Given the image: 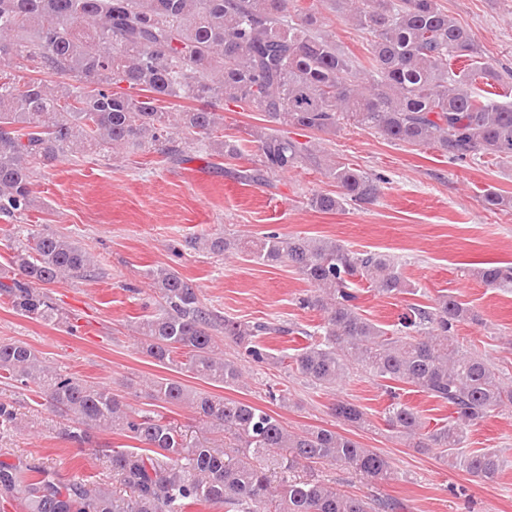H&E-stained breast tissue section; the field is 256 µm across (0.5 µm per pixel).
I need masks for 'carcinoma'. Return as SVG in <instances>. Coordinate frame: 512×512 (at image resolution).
Wrapping results in <instances>:
<instances>
[{
    "label": "carcinoma",
    "instance_id": "carcinoma-1",
    "mask_svg": "<svg viewBox=\"0 0 512 512\" xmlns=\"http://www.w3.org/2000/svg\"><path fill=\"white\" fill-rule=\"evenodd\" d=\"M350 17L369 36L370 67L359 66L319 31L314 13L297 0H0V66L63 79L48 87L36 78L18 87L0 69V218L29 210L39 165L75 154L155 151L178 159L196 149L219 158L243 156L246 140L224 135V109L261 112L275 127L251 134L253 168L239 178L265 183L303 165L315 166L338 191L313 193L310 208L336 212L348 204L378 202L385 178L339 160L321 159L288 129L334 135L353 122L384 140L434 148L453 161L481 153L512 163V103L502 105L474 83L506 86L512 71L486 58L471 32L439 0H352ZM126 84L127 90L115 87ZM204 103L172 114L167 100ZM489 211L512 209V197L490 187ZM219 256L236 250L259 264L288 263L315 294L300 304L323 312L312 339L290 361L313 385L334 389L353 371L388 381L385 421L414 441L436 449L443 461L483 480L502 472L496 451H462L466 427L512 408L508 382L483 354L460 341L463 323L480 314L452 294L432 305L411 304L391 329L362 314L357 285L381 296L416 295L417 288L386 254L355 252L337 242L268 232L256 240L196 237ZM10 249L18 277L0 281V294L18 314L52 322L58 309L42 291L94 266L92 254L62 235L16 232ZM475 276L487 287L512 290V264H491ZM157 294L154 314L135 322L142 353L160 365L226 388L239 385L241 362L273 360L258 338L265 323L221 319L199 289L171 268L148 273ZM236 347L227 357L218 336ZM0 378L34 387L66 420L64 435L93 444L92 430L138 442L109 454L112 475L131 492L61 483L51 469L0 461V493H18L26 512H181L190 503L224 512H388L379 498L348 495L319 479L291 475L301 464L330 463L375 481L388 478L387 457L326 428L292 432L259 406L189 389L170 378L150 382L152 400L183 404L221 443L191 445L181 430L151 411L134 410L112 389L51 369L24 341L0 343ZM400 383L448 404L453 421L425 430L400 401ZM332 411L352 426L363 410L336 400ZM18 428L14 405L0 401V429Z\"/></svg>",
    "mask_w": 512,
    "mask_h": 512
}]
</instances>
